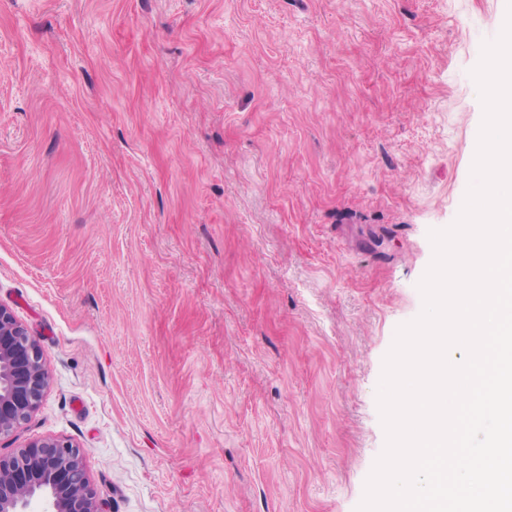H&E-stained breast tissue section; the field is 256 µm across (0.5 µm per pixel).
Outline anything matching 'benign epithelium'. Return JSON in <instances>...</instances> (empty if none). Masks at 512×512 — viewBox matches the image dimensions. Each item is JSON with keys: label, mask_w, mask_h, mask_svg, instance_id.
Segmentation results:
<instances>
[{"label": "benign epithelium", "mask_w": 512, "mask_h": 512, "mask_svg": "<svg viewBox=\"0 0 512 512\" xmlns=\"http://www.w3.org/2000/svg\"><path fill=\"white\" fill-rule=\"evenodd\" d=\"M50 382L43 353L14 312L0 304V437L38 409ZM0 512H105L87 477L80 449L37 439L0 455Z\"/></svg>", "instance_id": "benign-epithelium-1"}]
</instances>
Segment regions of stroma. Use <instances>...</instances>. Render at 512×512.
<instances>
[{"mask_svg":"<svg viewBox=\"0 0 512 512\" xmlns=\"http://www.w3.org/2000/svg\"><path fill=\"white\" fill-rule=\"evenodd\" d=\"M507 0H0V304L106 512H356Z\"/></svg>","mask_w":512,"mask_h":512,"instance_id":"obj_1","label":"stroma"}]
</instances>
